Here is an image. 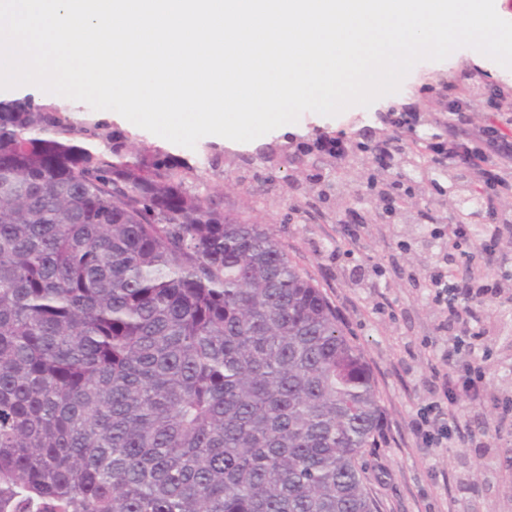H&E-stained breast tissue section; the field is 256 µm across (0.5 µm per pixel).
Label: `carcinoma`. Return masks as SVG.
Masks as SVG:
<instances>
[{
	"instance_id": "carcinoma-1",
	"label": "carcinoma",
	"mask_w": 512,
	"mask_h": 512,
	"mask_svg": "<svg viewBox=\"0 0 512 512\" xmlns=\"http://www.w3.org/2000/svg\"><path fill=\"white\" fill-rule=\"evenodd\" d=\"M190 174L0 101V512H376L359 346L276 234Z\"/></svg>"
}]
</instances>
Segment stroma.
<instances>
[{
  "instance_id": "35a3bbf8",
  "label": "stroma",
  "mask_w": 512,
  "mask_h": 512,
  "mask_svg": "<svg viewBox=\"0 0 512 512\" xmlns=\"http://www.w3.org/2000/svg\"><path fill=\"white\" fill-rule=\"evenodd\" d=\"M467 68L489 70L512 87V69L463 47L442 61L413 67L396 93L364 107L351 106L333 117L303 113L258 139L228 142L206 136L189 149L141 129L120 114L95 110L83 102L65 104L74 119H94L124 132L141 147H159L193 165L198 184L224 195L229 209L246 211L271 227L300 266L335 305L348 336L360 346L381 397L383 415L378 442L366 449L363 464L378 512H512V467L501 459L512 449V418L502 416L501 396L512 389V301L489 299L480 306L486 334L476 357L486 366V398L458 407L462 439L431 448L413 432L416 412L444 399L445 377L455 370L444 352L460 334L435 304L428 286L436 255L428 244L430 225L410 224L398 211L368 234L350 240L365 210L349 215L351 196L370 197L361 170L332 163L313 151L303 166L286 163L295 151L290 135L316 130L352 146L353 134L371 130L388 137L380 112L397 104L413 105L423 120L434 114L423 86L455 82Z\"/></svg>"
}]
</instances>
